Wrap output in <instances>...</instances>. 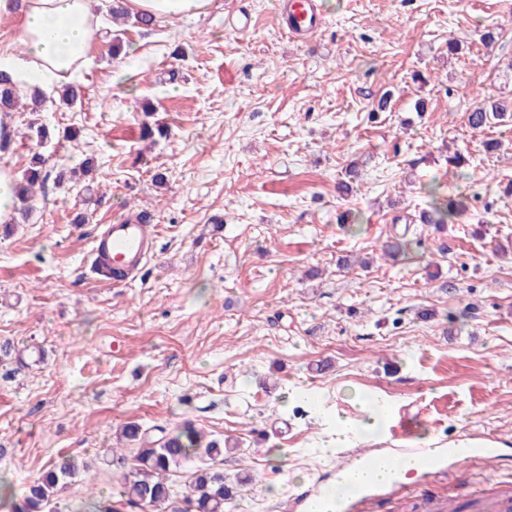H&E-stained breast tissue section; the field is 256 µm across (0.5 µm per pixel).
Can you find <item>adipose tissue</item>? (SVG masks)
<instances>
[{"instance_id": "obj_1", "label": "adipose tissue", "mask_w": 512, "mask_h": 512, "mask_svg": "<svg viewBox=\"0 0 512 512\" xmlns=\"http://www.w3.org/2000/svg\"><path fill=\"white\" fill-rule=\"evenodd\" d=\"M133 13L146 12L167 19L207 13L212 0H122ZM89 0H0V17L16 18L23 55L0 60V67L26 84L52 88L61 73L76 72L88 61L92 45L99 40L100 25L91 14ZM388 408L366 402L359 419H337L336 431L317 448L321 456L335 455L358 431L374 427Z\"/></svg>"}]
</instances>
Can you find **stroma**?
Listing matches in <instances>:
<instances>
[{
  "label": "stroma",
  "instance_id": "stroma-1",
  "mask_svg": "<svg viewBox=\"0 0 512 512\" xmlns=\"http://www.w3.org/2000/svg\"><path fill=\"white\" fill-rule=\"evenodd\" d=\"M320 2L302 43L282 0H213L149 27L90 0L123 46L93 45L78 100L38 117L78 135L46 149L49 170L92 171L0 230V343L30 363L0 376L14 495L129 422L239 440L224 473L251 482L232 512H305L299 490L328 488L355 455L420 445L490 442L498 466L453 461L413 493L512 490V121H467L512 100V0ZM153 122L167 137L141 140ZM434 180L469 198L443 231L419 220ZM141 210L155 256L113 287L93 239ZM393 242L404 252L385 256ZM372 398L391 407L383 424L317 457ZM511 112L507 107L496 103L490 107L479 103L475 105L468 114V124L474 130H480L486 127L492 120H504L505 113Z\"/></svg>",
  "mask_w": 512,
  "mask_h": 512
}]
</instances>
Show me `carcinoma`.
<instances>
[{
    "instance_id": "1",
    "label": "carcinoma",
    "mask_w": 512,
    "mask_h": 512,
    "mask_svg": "<svg viewBox=\"0 0 512 512\" xmlns=\"http://www.w3.org/2000/svg\"><path fill=\"white\" fill-rule=\"evenodd\" d=\"M18 82L0 70V113L11 116L16 107ZM508 108L496 103H479L468 114V124L480 130L493 120L502 121ZM50 179L46 159L37 151L16 186L21 199L19 218L29 217L28 200L35 187L43 188ZM441 186L431 184L429 210L423 213L426 224H449L467 211V197L440 194ZM120 440L134 446L128 458L116 448H106L101 455L104 474L109 477L115 495L102 497L77 512H114L120 504L125 512H225L228 505L242 494L247 478L235 482L224 477V454L237 450V442L228 439H205L190 423L170 430L162 425L143 428L129 422L118 432ZM194 467L187 491L181 502L173 504L170 472ZM79 476L77 464L63 458L34 479L25 495L14 498L6 481L0 479V501L7 502L9 512H53L57 499Z\"/></svg>"
}]
</instances>
